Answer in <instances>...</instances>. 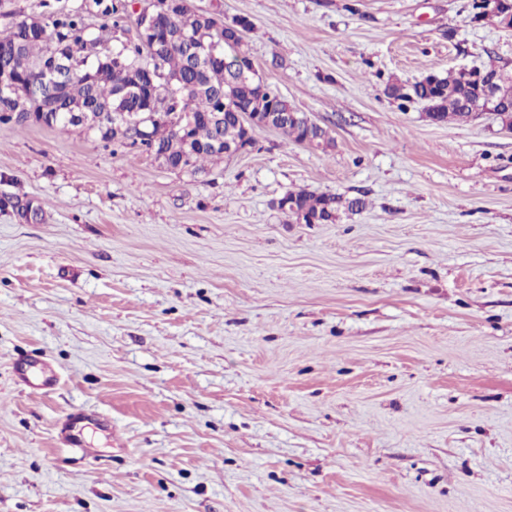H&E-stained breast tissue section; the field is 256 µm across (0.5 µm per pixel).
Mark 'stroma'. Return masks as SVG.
Masks as SVG:
<instances>
[{
    "label": "stroma",
    "instance_id": "obj_1",
    "mask_svg": "<svg viewBox=\"0 0 512 512\" xmlns=\"http://www.w3.org/2000/svg\"><path fill=\"white\" fill-rule=\"evenodd\" d=\"M334 140L191 175L0 123V512H512V130L388 82L512 65L469 0H191ZM94 0H0V33ZM366 202L299 224L291 191ZM20 359L57 374L43 393Z\"/></svg>",
    "mask_w": 512,
    "mask_h": 512
}]
</instances>
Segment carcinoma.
Instances as JSON below:
<instances>
[{
    "mask_svg": "<svg viewBox=\"0 0 512 512\" xmlns=\"http://www.w3.org/2000/svg\"><path fill=\"white\" fill-rule=\"evenodd\" d=\"M167 13L158 17L162 37L155 42L146 32L122 42L118 51L105 49L96 60L97 40L89 37L82 15L67 14L45 25L44 36H27V20L22 19L0 35V82L14 88L16 97H30V109L45 114L43 125L70 131L75 126L64 121V114L81 109L99 112L102 118L91 136L117 147L138 149L168 157V169L198 174L205 162L218 163L226 152L242 141L241 118L259 114L267 119L264 127L278 131L285 140L301 144L334 143L327 129L308 124L305 115L270 86H261L254 65L243 49L244 35L253 28L246 17L226 22L219 13H195L188 0H171ZM112 27L121 29L126 22L125 5L104 7ZM512 13V0H504L496 11L482 13L478 20L505 24ZM64 45L66 71L62 82L50 87L41 81L42 63L56 45ZM231 56L239 66L232 69L210 57ZM490 73L500 74L502 85L497 103L482 93L473 79L474 70H449L431 73L411 85L400 81L387 83L388 97L405 103L417 100L426 105L434 123H465L486 112L509 113L512 126V71L504 66L485 65ZM126 114L153 112L159 118L161 133L137 139L114 120L117 110ZM15 101L0 97V123L24 126L13 119ZM283 212L305 224L333 223L339 212L360 210L359 198L345 200L334 194L300 190L282 197Z\"/></svg>",
    "mask_w": 512,
    "mask_h": 512,
    "instance_id": "cac0c4a2",
    "label": "carcinoma"
}]
</instances>
